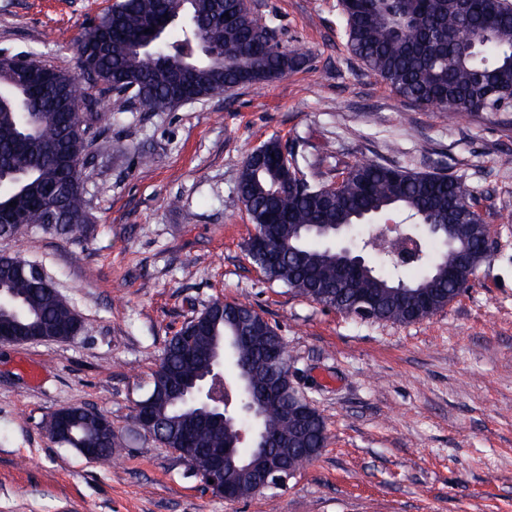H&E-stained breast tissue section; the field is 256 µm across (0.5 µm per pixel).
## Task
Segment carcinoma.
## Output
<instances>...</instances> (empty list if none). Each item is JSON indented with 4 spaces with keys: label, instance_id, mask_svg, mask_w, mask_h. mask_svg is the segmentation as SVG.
<instances>
[{
    "label": "carcinoma",
    "instance_id": "1",
    "mask_svg": "<svg viewBox=\"0 0 512 512\" xmlns=\"http://www.w3.org/2000/svg\"><path fill=\"white\" fill-rule=\"evenodd\" d=\"M346 47L370 74L400 97L423 108L456 116L512 112V0H339ZM233 16L229 21L225 14ZM154 21L160 30L145 32ZM77 71L52 69L49 83H27L18 73L26 57L0 54V239L17 230L10 220L39 227L65 238L84 236L93 222L85 185L80 183L87 158L108 148L98 127L102 113L89 95L81 115L64 126L61 113L82 82L113 94V109L133 102L143 112H166L202 98H222L237 86L284 77L306 62L277 28L258 23L249 0H119L78 40ZM267 152L281 165L259 163L248 155L240 171L237 195L253 224L282 252L276 265L253 262L264 277L345 315L356 310L355 297L377 303L376 321L413 323L422 318L399 292L422 290L433 313L456 296L448 269L467 264L476 275L485 262L481 249L483 219L471 199L457 201L463 187L446 172H414L393 164L357 162L336 186L317 183L299 169L294 147L277 138ZM403 224H457L459 236L448 246L444 232L432 229V246L414 265L424 273L396 274L366 268L345 281L338 267L345 255L329 244L336 224H370L389 215ZM38 267L16 257L0 256V329L36 324L43 336H59L73 326V307L55 288L42 285ZM257 312L246 302L205 308L165 344L160 370L151 375L149 408L163 437L177 445L183 432L195 430L199 452L192 467H207L209 448L238 439V425L224 429L201 425L219 411L203 402L186 401L179 382L203 384L214 360L231 356L235 378L253 387L275 384L264 363L268 350L282 347L277 326L250 330ZM245 401L259 409L258 430L280 439L279 452L297 471L319 453L302 455L301 434L280 406L261 403L243 390ZM70 414V448H83L99 437L97 413L65 406ZM324 422L311 425L307 447H324Z\"/></svg>",
    "mask_w": 512,
    "mask_h": 512
}]
</instances>
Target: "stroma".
<instances>
[{"label": "stroma", "instance_id": "stroma-1", "mask_svg": "<svg viewBox=\"0 0 512 512\" xmlns=\"http://www.w3.org/2000/svg\"><path fill=\"white\" fill-rule=\"evenodd\" d=\"M113 2L0 0V50L76 71L74 39ZM258 3L303 67L166 112L106 111L85 238L27 227L0 240L84 319L68 342L0 344V512H512V112L452 118L399 97L348 53L338 0ZM273 136L327 182L359 161L458 177L494 231L473 286L393 324L267 281L244 249L254 226L236 184ZM218 298L277 325L328 433L286 487L233 504L133 419L166 340ZM63 406L110 418L111 466L50 439Z\"/></svg>", "mask_w": 512, "mask_h": 512}]
</instances>
